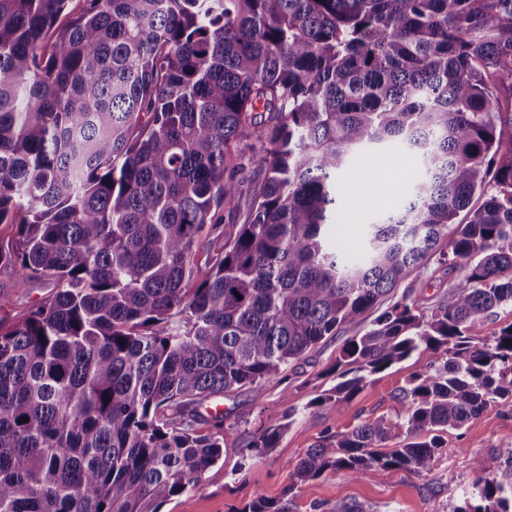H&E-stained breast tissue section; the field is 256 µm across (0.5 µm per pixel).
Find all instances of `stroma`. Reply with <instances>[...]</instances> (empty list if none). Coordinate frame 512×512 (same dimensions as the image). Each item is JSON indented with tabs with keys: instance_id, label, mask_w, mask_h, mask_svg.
<instances>
[{
	"instance_id": "35a3bbf8",
	"label": "stroma",
	"mask_w": 512,
	"mask_h": 512,
	"mask_svg": "<svg viewBox=\"0 0 512 512\" xmlns=\"http://www.w3.org/2000/svg\"><path fill=\"white\" fill-rule=\"evenodd\" d=\"M421 178L417 154L388 150L354 159L337 176L343 190L339 233L349 250H356L363 226L372 217L391 213L410 199ZM453 229H446L436 253L355 321L335 336L325 337L304 359L289 364L283 383H266L217 396L233 429L224 438L223 455L195 487L166 501L161 512H240L256 496L282 503L287 512H343L356 504L364 512H453L471 491L476 458L512 446V398L449 430L431 471L417 476L404 470H384L360 479L329 471L298 483L295 465L326 436L345 434L380 418L403 415L400 397L411 378L429 372L432 351L418 350L371 376L350 398L318 403V396L336 384L334 366L346 340L363 335L386 303L410 297L428 307L439 301L465 275L462 265L448 260ZM52 290L45 281L19 285L12 270L0 269V304L11 313L24 311ZM288 428L276 448L257 457L248 449L262 429L280 423Z\"/></svg>"
}]
</instances>
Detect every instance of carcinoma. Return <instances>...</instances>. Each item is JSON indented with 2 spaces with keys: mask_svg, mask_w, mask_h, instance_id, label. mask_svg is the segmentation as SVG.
Listing matches in <instances>:
<instances>
[{
  "mask_svg": "<svg viewBox=\"0 0 512 512\" xmlns=\"http://www.w3.org/2000/svg\"><path fill=\"white\" fill-rule=\"evenodd\" d=\"M69 2L0 0V224L16 226L0 267L52 284L0 316V512H158L222 455L196 425H233L204 402L283 382L476 195L450 245L465 279L428 314L394 303L336 360L328 400L434 352L405 416L324 439L295 477L422 476L444 433L512 398V323L476 340L512 305V105L492 90H512V0ZM389 146L419 156L422 183L350 262L329 242L336 176ZM504 467L512 447L477 459L454 512H512ZM512 323V306L503 305L482 316V329L479 339L490 338L500 328Z\"/></svg>",
  "mask_w": 512,
  "mask_h": 512,
  "instance_id": "obj_1",
  "label": "carcinoma"
}]
</instances>
